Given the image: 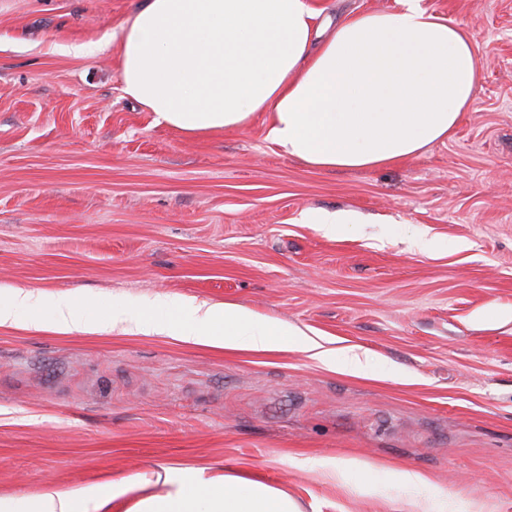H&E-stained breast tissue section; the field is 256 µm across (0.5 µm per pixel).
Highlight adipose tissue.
Here are the masks:
<instances>
[{"mask_svg": "<svg viewBox=\"0 0 512 512\" xmlns=\"http://www.w3.org/2000/svg\"><path fill=\"white\" fill-rule=\"evenodd\" d=\"M397 10L349 15L319 39L307 0H141L119 26L124 94L153 112L156 124L197 135L243 127L267 115V137L285 155L317 169H368L406 161L443 142L474 101L477 50L462 26L436 18L422 0ZM165 295L101 313L72 295L0 289V326L23 322L60 334L176 336L232 351L268 352L301 343L325 366L357 376L378 370L353 347L331 349L299 327L234 304L181 300L164 314ZM339 485L360 476L359 491L385 485L420 492L413 512H448L430 477L397 467L386 479L355 457L316 460ZM167 491L148 493L151 480ZM303 512L286 491L233 474L164 467L107 485L50 487L25 512Z\"/></svg>", "mask_w": 512, "mask_h": 512, "instance_id": "1", "label": "adipose tissue"}]
</instances>
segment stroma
I'll return each instance as SVG.
<instances>
[{
  "label": "stroma",
  "mask_w": 512,
  "mask_h": 512,
  "mask_svg": "<svg viewBox=\"0 0 512 512\" xmlns=\"http://www.w3.org/2000/svg\"><path fill=\"white\" fill-rule=\"evenodd\" d=\"M138 3L0 0V286L102 311L157 293L234 303L380 370L296 344L0 326V497L171 466L263 479L305 512H410L406 491L370 500L313 468L356 457L428 473L452 512H512V0H423L476 46L475 102L445 142L365 170L281 154L259 116L196 136L155 124L109 40ZM309 4L322 23L398 7ZM307 209L360 221L330 238Z\"/></svg>",
  "instance_id": "stroma-1"
}]
</instances>
